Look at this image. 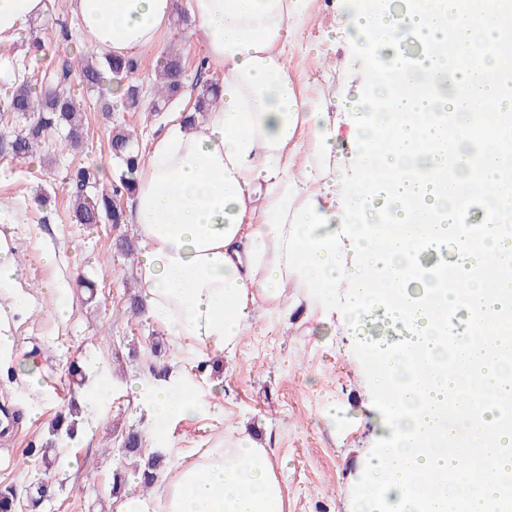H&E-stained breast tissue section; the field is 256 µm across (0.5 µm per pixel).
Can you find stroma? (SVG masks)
Returning a JSON list of instances; mask_svg holds the SVG:
<instances>
[{"mask_svg":"<svg viewBox=\"0 0 512 512\" xmlns=\"http://www.w3.org/2000/svg\"><path fill=\"white\" fill-rule=\"evenodd\" d=\"M343 0H309L308 13L295 27L288 45V75L296 91L318 102L339 136L328 164L327 180H340L346 192L356 187L357 162L351 156L348 113L342 103L382 62L363 44L339 31ZM46 52L38 68L58 54L84 47L77 20L65 0L35 21ZM159 51H177L185 85L168 112L150 102L134 111L103 110L112 85L87 91L75 86L84 101L86 133L80 148L53 147L32 160L0 155V219L10 222L18 271L0 287V304L11 293L27 294L25 311L0 324L11 344L0 351V406L11 420L0 433V485L25 490L24 475L37 470L33 449L55 443L66 449L69 466L53 484L39 512H116L112 475L122 470L119 450L128 433L137 432L165 456L192 449L232 446L247 437L266 448L281 481L285 512H357L368 490L366 464L380 446L382 402L372 360L377 344L398 345V326L364 327L340 316L324 318L307 300L288 317L261 314L256 332L242 337L235 351L200 369L193 354L181 348L161 325L132 316L129 304L137 290L134 253L121 251V240H136L131 224H75L70 219L67 170L111 162L108 142L113 126L135 129L146 138L163 127L169 112L192 109L198 77L222 82V71L202 69V45L183 22H171L159 40ZM156 51V52H159ZM156 52L137 54V82L150 87ZM55 250V265L42 259ZM53 283L73 303L67 322H60L42 288ZM162 352L152 357L153 342ZM39 368L38 382L24 373L27 363ZM78 363L84 375L70 392L67 369ZM176 366L189 373L206 406L195 418L158 430L140 397L157 383L153 364ZM137 382L130 392L129 382ZM110 384L112 398L101 402L98 388ZM79 411L74 438L53 437L52 425L69 407Z\"/></svg>","mask_w":512,"mask_h":512,"instance_id":"1","label":"stroma"}]
</instances>
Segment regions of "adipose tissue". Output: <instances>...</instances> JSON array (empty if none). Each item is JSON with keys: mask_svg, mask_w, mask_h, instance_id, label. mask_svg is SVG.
Wrapping results in <instances>:
<instances>
[{"mask_svg": "<svg viewBox=\"0 0 512 512\" xmlns=\"http://www.w3.org/2000/svg\"><path fill=\"white\" fill-rule=\"evenodd\" d=\"M53 0H0V47L27 43L30 25ZM97 53L129 56L155 48L175 0H68ZM306 0H189L190 32L224 73L220 103L201 120L173 115L135 170L128 210L139 250L142 309L198 363L231 354L255 328L260 307L287 314L288 285L322 303L347 276L345 317L359 323L385 309L408 332L375 359L384 402V445L367 465L370 490L359 512H490L512 488L468 481V466L512 471V368L488 351L501 339L487 323L512 325V274L488 278L483 264L512 271V178L502 142L512 135V91L499 59L471 57L475 38L512 27V0H346L345 34L374 53L411 38L422 56L454 54L449 69L417 67L400 89L389 63L344 106L353 117L358 190L337 206L319 187L336 150L327 114L300 98L284 48ZM311 128L310 160L295 168L289 145ZM493 187L500 223L480 245L461 221L474 182ZM440 258L423 268L427 249ZM464 311L461 368L449 369L452 311ZM482 393L463 418L466 452L452 447L455 399ZM156 419L190 418L203 407L191 377L171 369L150 393ZM118 512H284L282 487L265 448L250 440L198 448L168 460L151 488L126 476Z\"/></svg>", "mask_w": 512, "mask_h": 512, "instance_id": "1", "label": "adipose tissue"}]
</instances>
